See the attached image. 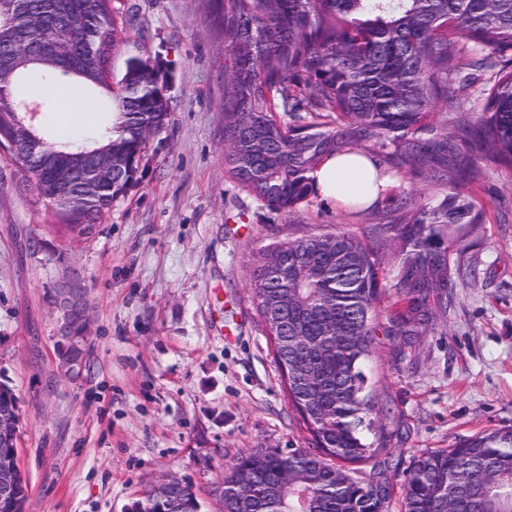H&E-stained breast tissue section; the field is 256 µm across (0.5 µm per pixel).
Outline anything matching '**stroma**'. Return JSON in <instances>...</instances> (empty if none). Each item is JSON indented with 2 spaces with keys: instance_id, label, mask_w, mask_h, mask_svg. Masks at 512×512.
<instances>
[{
  "instance_id": "stroma-1",
  "label": "stroma",
  "mask_w": 512,
  "mask_h": 512,
  "mask_svg": "<svg viewBox=\"0 0 512 512\" xmlns=\"http://www.w3.org/2000/svg\"><path fill=\"white\" fill-rule=\"evenodd\" d=\"M129 20L112 61L169 70L165 128L142 160L138 185L96 233L72 238L32 180L0 152V384L21 400L19 464L29 512H130L165 475L192 482L202 512L213 489L255 448H304L307 435L251 301L260 247L319 229L370 236L391 223V199L434 205L457 189L483 222L468 239L444 317L404 345L386 336L395 297L376 308L367 375L394 491L422 453L512 427V170L477 161L440 184L399 173L388 196L349 210L311 194L290 213L269 209L224 168V45L210 0H118ZM58 288L88 303L87 367L57 369Z\"/></svg>"
}]
</instances>
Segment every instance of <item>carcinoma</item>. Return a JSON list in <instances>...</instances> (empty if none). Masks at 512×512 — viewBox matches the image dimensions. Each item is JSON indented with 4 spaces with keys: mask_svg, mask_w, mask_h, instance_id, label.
I'll list each match as a JSON object with an SVG mask.
<instances>
[{
    "mask_svg": "<svg viewBox=\"0 0 512 512\" xmlns=\"http://www.w3.org/2000/svg\"><path fill=\"white\" fill-rule=\"evenodd\" d=\"M128 14L114 0H26L19 34L0 31V63L20 75L0 82V114L44 89L76 83L103 100L89 138L64 141L46 115L62 100H37L35 133L44 154L112 152L122 174L92 196L74 183L54 194L52 162L30 179L66 231L93 233L112 203L138 184L140 163L168 116L163 62L128 59L112 82V59L123 44ZM214 26L224 43V167L242 190L277 211L301 205L315 191L311 173L324 160L356 148L398 169L424 167L448 176L457 140L470 155L512 167V0H219ZM59 57L25 66L45 43ZM486 54L481 55L479 51ZM485 102L477 124L433 103L457 97L478 80ZM400 223L376 228L368 243L345 231H320L263 246L251 269L256 314L277 364L301 361L305 372L285 382L289 402L316 451L258 448L224 473L238 485L224 512H384L391 493L385 471L352 478L347 463L377 457L367 441L374 408L364 367L376 335L382 294V250L398 248L391 287L397 309L388 335L408 342L447 311L457 263L481 213L459 192L436 205L397 204ZM307 259L300 280L275 283L268 270ZM58 347L59 366L82 361L84 329ZM21 409L0 384V410ZM14 441L0 436V467H13ZM404 512H512V428L492 429L421 454L402 484ZM28 487L17 475L0 512H26ZM135 512H200L188 483L175 498L144 495Z\"/></svg>",
    "mask_w": 512,
    "mask_h": 512,
    "instance_id": "cac0c4a2",
    "label": "carcinoma"
}]
</instances>
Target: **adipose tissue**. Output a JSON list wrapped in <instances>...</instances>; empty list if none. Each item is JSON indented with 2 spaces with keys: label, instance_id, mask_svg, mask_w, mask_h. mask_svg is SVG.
<instances>
[{
  "label": "adipose tissue",
  "instance_id": "ef3b65f1",
  "mask_svg": "<svg viewBox=\"0 0 512 512\" xmlns=\"http://www.w3.org/2000/svg\"><path fill=\"white\" fill-rule=\"evenodd\" d=\"M312 177L323 198L344 208L373 204L388 185L387 178L378 175L374 159L354 150L328 158Z\"/></svg>",
  "mask_w": 512,
  "mask_h": 512
}]
</instances>
